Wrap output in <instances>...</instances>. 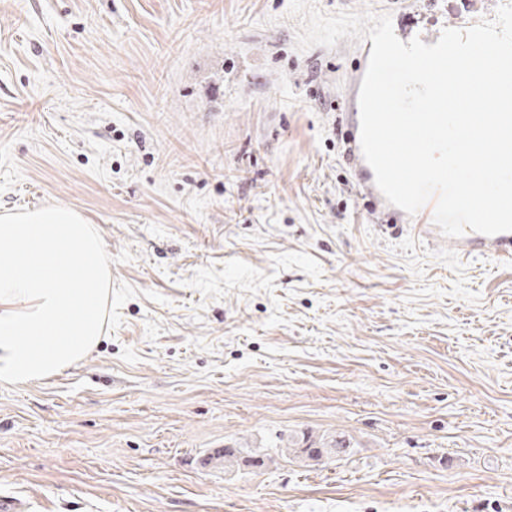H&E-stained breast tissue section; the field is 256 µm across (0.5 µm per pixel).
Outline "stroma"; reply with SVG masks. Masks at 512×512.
I'll use <instances>...</instances> for the list:
<instances>
[{"label": "stroma", "mask_w": 512, "mask_h": 512, "mask_svg": "<svg viewBox=\"0 0 512 512\" xmlns=\"http://www.w3.org/2000/svg\"><path fill=\"white\" fill-rule=\"evenodd\" d=\"M501 2L314 0L405 40ZM289 6L0 0V213L76 210L137 291L78 363L0 382L23 512H512V268L370 200L366 43L298 51ZM302 432L355 453L196 463ZM224 451L231 457H237L239 448H210L198 459V466L203 471L224 470Z\"/></svg>", "instance_id": "stroma-1"}]
</instances>
